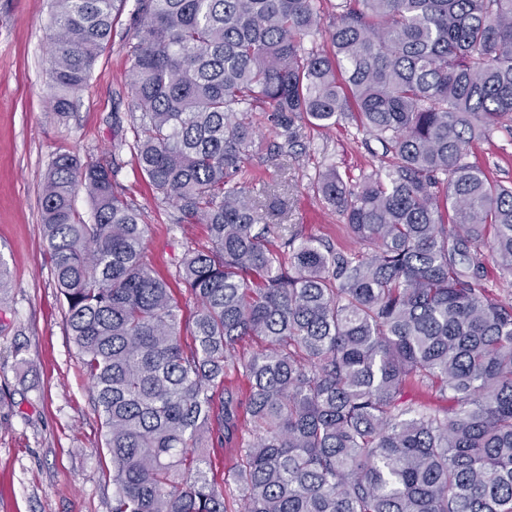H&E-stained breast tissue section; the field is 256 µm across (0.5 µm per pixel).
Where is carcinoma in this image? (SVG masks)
<instances>
[{"label":"carcinoma","mask_w":512,"mask_h":512,"mask_svg":"<svg viewBox=\"0 0 512 512\" xmlns=\"http://www.w3.org/2000/svg\"><path fill=\"white\" fill-rule=\"evenodd\" d=\"M126 0H54L52 108L65 116ZM132 139L141 174L206 224L173 288L112 168L57 156L42 234L105 427L111 512H512V186L472 145L512 134V0H136ZM327 28L329 44L306 39ZM262 108L353 121L381 169L312 179L356 248L267 222L241 181ZM84 190L92 221L76 211ZM259 348L247 355L244 339ZM235 373L247 395L224 387ZM435 390L453 412L413 403ZM251 425L250 439L242 437ZM236 441L229 458L224 443ZM221 473L207 475L215 466Z\"/></svg>","instance_id":"cac0c4a2"}]
</instances>
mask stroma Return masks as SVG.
<instances>
[{"mask_svg": "<svg viewBox=\"0 0 512 512\" xmlns=\"http://www.w3.org/2000/svg\"><path fill=\"white\" fill-rule=\"evenodd\" d=\"M52 0H0V260L11 286L0 294V512H110L112 463L63 300L49 272L41 231L43 181L57 155L111 166L147 224L146 257L172 279L188 249L207 245L203 224L179 211L139 173L129 151H113L129 130L134 0L116 18L92 78L67 117L53 112L49 33ZM354 125L300 127L305 152L288 163V221L336 246L353 245L340 215L313 197L324 164L359 180L373 170L378 142Z\"/></svg>", "mask_w": 512, "mask_h": 512, "instance_id": "stroma-1", "label": "stroma"}]
</instances>
